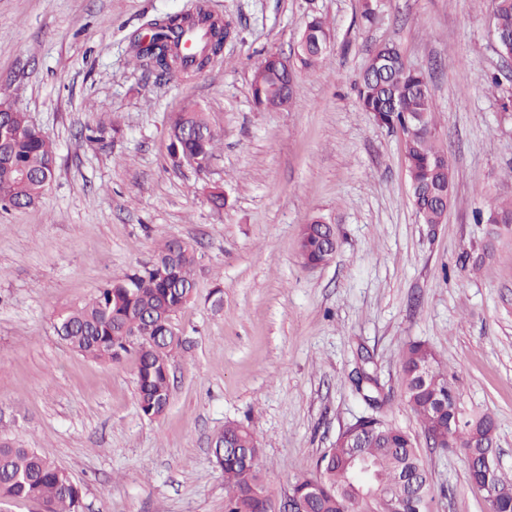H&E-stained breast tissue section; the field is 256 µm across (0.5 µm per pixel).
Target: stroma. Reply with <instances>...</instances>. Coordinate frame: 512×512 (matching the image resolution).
Wrapping results in <instances>:
<instances>
[{"mask_svg":"<svg viewBox=\"0 0 512 512\" xmlns=\"http://www.w3.org/2000/svg\"><path fill=\"white\" fill-rule=\"evenodd\" d=\"M196 2L0 0V97L57 146L41 201L0 209V437L66 470L84 512H224L210 443L240 422L262 444L280 506L337 435L371 415L356 389L362 368L432 472L425 512H487L465 456L428 446L401 400L400 365L409 343L428 344L462 412L494 417L498 464L512 474V226L473 221L512 200V110L501 108L512 77L487 4L381 0L367 26L361 0H204L234 27L206 71L135 66L143 24ZM314 17L330 26V50L296 67L286 109H257L255 65L293 59ZM387 42L430 81L453 170L441 224L419 222L403 137L357 97L370 52ZM189 101L218 132L202 172L170 158L169 117ZM102 120L120 135L81 139ZM212 185L228 200L219 212ZM317 216L335 225L337 249L307 267L297 234ZM171 237L196 251V298L175 319L185 344L170 357L169 405L149 419L134 356L84 358L54 322Z\"/></svg>","mask_w":512,"mask_h":512,"instance_id":"obj_1","label":"stroma"}]
</instances>
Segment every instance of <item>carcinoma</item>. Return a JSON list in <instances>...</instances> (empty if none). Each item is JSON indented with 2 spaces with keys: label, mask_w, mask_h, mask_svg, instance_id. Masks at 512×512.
I'll return each instance as SVG.
<instances>
[{
  "label": "carcinoma",
  "mask_w": 512,
  "mask_h": 512,
  "mask_svg": "<svg viewBox=\"0 0 512 512\" xmlns=\"http://www.w3.org/2000/svg\"><path fill=\"white\" fill-rule=\"evenodd\" d=\"M494 25L499 47L512 49V0H494ZM224 20L201 7L191 26L154 20L150 44L133 45V60L164 74L196 75L214 52L213 26ZM331 33L320 18L305 25L299 38L298 62L313 67L329 47ZM252 95L266 111L286 107L298 91L294 73L277 66V56L265 57L253 70ZM356 91L362 108L381 122L403 131L404 155L416 212L424 224L442 220V198L451 196L452 170L437 161L444 155L436 134L431 90L426 78L409 68L401 53L380 71L367 62ZM1 105L0 207L22 210L39 201L55 176L56 145L12 101ZM86 139L105 143L120 132L112 124L88 128ZM168 136L184 155L213 156L217 132L207 114L193 104L170 117ZM477 224H512V202L495 204L474 214ZM331 229L320 217L306 225L299 241L300 255L308 263L321 260ZM193 247L180 239H167L145 264L114 277L97 288L84 304L58 314L54 330L73 351L94 360L116 362L129 354L136 359L137 402L148 418L161 416L170 397L171 353L183 340L174 325L176 314L190 303L196 290ZM139 336L128 345L121 333ZM402 401L420 418L426 431L462 430L461 442L470 480L484 474L483 457L493 452L496 421L489 414L454 421L456 392L441 370L435 352L423 343L409 345L401 357ZM363 446L348 448L336 438L316 461L315 471L296 481L291 492L305 502V512H348L356 498L353 485L359 453L368 459L367 481L389 497H400L423 508L431 489L430 472L419 456L414 438L380 416L361 418ZM212 458L224 474L225 512H261L271 494L263 482L262 448L244 425L228 423L212 440ZM497 512H512V476L494 467L489 474ZM82 488L67 471L34 448H20L0 440V504L32 501L44 512H82Z\"/></svg>",
  "instance_id": "obj_1"
}]
</instances>
